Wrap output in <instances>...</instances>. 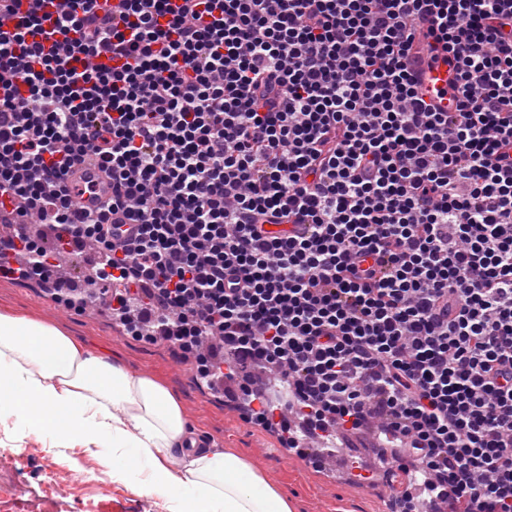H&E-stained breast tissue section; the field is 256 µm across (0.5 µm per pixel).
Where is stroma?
<instances>
[{
    "label": "stroma",
    "instance_id": "1",
    "mask_svg": "<svg viewBox=\"0 0 512 512\" xmlns=\"http://www.w3.org/2000/svg\"><path fill=\"white\" fill-rule=\"evenodd\" d=\"M8 309L64 331L95 355L110 357L134 375H148L181 401L192 433L213 449L231 448L291 499L294 512H389L383 484L335 480L325 469L285 451L273 432L245 421L240 397L197 379L192 358L181 357L167 341H147L113 323L108 310L80 312L54 299L37 280L0 278V310ZM0 463L11 466L17 482L41 492L54 471H68L79 485L97 486L98 494L56 496L53 512H165L162 497L113 482L112 461L94 448L65 439L55 426L14 420L0 430Z\"/></svg>",
    "mask_w": 512,
    "mask_h": 512
}]
</instances>
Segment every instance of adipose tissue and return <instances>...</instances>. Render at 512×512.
I'll use <instances>...</instances> for the list:
<instances>
[{
    "mask_svg": "<svg viewBox=\"0 0 512 512\" xmlns=\"http://www.w3.org/2000/svg\"><path fill=\"white\" fill-rule=\"evenodd\" d=\"M26 415L112 449V475L160 495L166 512H294L287 496L232 449L186 450L179 398L148 376L89 353L62 330L0 312V424Z\"/></svg>",
    "mask_w": 512,
    "mask_h": 512,
    "instance_id": "ef3b65f1",
    "label": "adipose tissue"
}]
</instances>
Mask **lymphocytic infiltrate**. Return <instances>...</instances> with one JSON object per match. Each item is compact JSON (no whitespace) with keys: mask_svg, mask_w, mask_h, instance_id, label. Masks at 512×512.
I'll return each mask as SVG.
<instances>
[{"mask_svg":"<svg viewBox=\"0 0 512 512\" xmlns=\"http://www.w3.org/2000/svg\"><path fill=\"white\" fill-rule=\"evenodd\" d=\"M119 2L0 0V194L93 250L132 335L286 383L293 409L251 390L246 415L284 448L292 413L376 422L437 512H512V0ZM423 29L447 112L408 68ZM88 159L95 211L66 182ZM50 257L19 237L0 277L57 283Z\"/></svg>","mask_w":512,"mask_h":512,"instance_id":"obj_1","label":"lymphocytic infiltrate"}]
</instances>
